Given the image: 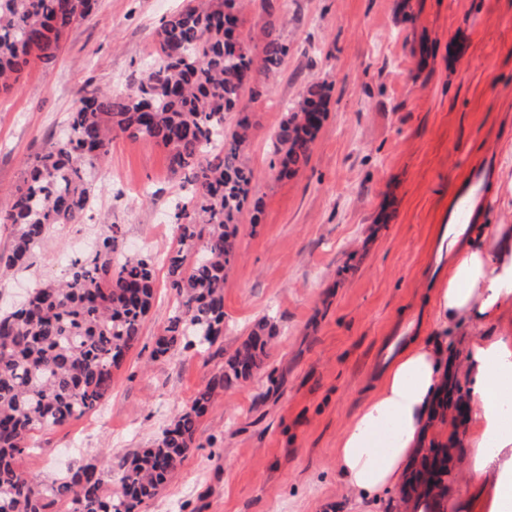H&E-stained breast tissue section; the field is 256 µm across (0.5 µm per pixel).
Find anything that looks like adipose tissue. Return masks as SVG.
I'll use <instances>...</instances> for the list:
<instances>
[{
  "label": "adipose tissue",
  "instance_id": "1",
  "mask_svg": "<svg viewBox=\"0 0 512 512\" xmlns=\"http://www.w3.org/2000/svg\"><path fill=\"white\" fill-rule=\"evenodd\" d=\"M446 276L429 297L427 335L389 363L375 394L338 440L336 465L347 488L365 502L387 500L438 427L436 396L448 382V339L478 326L465 345L473 417L465 437L471 479L457 512H512V224L463 230Z\"/></svg>",
  "mask_w": 512,
  "mask_h": 512
}]
</instances>
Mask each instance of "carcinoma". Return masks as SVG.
I'll list each match as a JSON object with an SVG mask.
<instances>
[{"instance_id": "cac0c4a2", "label": "carcinoma", "mask_w": 512, "mask_h": 512, "mask_svg": "<svg viewBox=\"0 0 512 512\" xmlns=\"http://www.w3.org/2000/svg\"><path fill=\"white\" fill-rule=\"evenodd\" d=\"M98 0H0V89L18 79L32 58L55 60L63 34L96 8ZM240 0H187L165 20L152 46L146 76L129 92L82 95L70 113L65 137L28 166L0 224L11 229L0 275L28 266L57 224L90 217L97 186L90 171L101 165L119 131L168 151L172 171H190L192 189L175 206L179 235L166 253L170 287L178 305L153 356L194 348L205 353L224 335V284L237 256L240 218L253 202L258 176L244 161L252 122L238 106L255 83L243 74L267 75L288 55L274 24L258 37L242 31ZM330 87L306 86L287 108L269 145L280 173L307 166L322 127ZM118 227L75 260L61 280L39 286L18 308L0 310V512H139L194 448L199 419L214 394L255 376L276 335L267 319L214 374L192 404L181 410L154 445L119 465L117 489L94 464L43 489L16 459L32 434L61 426L98 408L112 389V370L138 342L153 297L149 256L119 257ZM465 402L459 383L441 392L435 417ZM463 453L457 430L430 440L402 493L427 463L436 491L416 497L422 512H448V446Z\"/></svg>"}]
</instances>
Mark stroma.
I'll return each mask as SVG.
<instances>
[{
  "mask_svg": "<svg viewBox=\"0 0 512 512\" xmlns=\"http://www.w3.org/2000/svg\"><path fill=\"white\" fill-rule=\"evenodd\" d=\"M273 9H266V2ZM183 0H98L51 65L32 62L0 94V211L37 154L65 134L80 88L126 91L147 73L156 32ZM273 21L288 45L245 95L259 224L242 216L224 285V334L204 354L152 358L177 296L157 265L140 340L112 371L102 410L34 433L19 466L39 482L151 447L267 318L263 370L226 388L195 446L141 512H384L358 503L336 468L340 433L371 396L388 338L426 335L428 260L468 168L512 142V0H250L245 31ZM331 87L307 167L279 174L269 144L285 104ZM90 221L60 224L0 303L63 276L78 240L118 226L127 253L164 255L187 185L166 150L120 135L96 176Z\"/></svg>",
  "mask_w": 512,
  "mask_h": 512,
  "instance_id": "stroma-1",
  "label": "stroma"
}]
</instances>
